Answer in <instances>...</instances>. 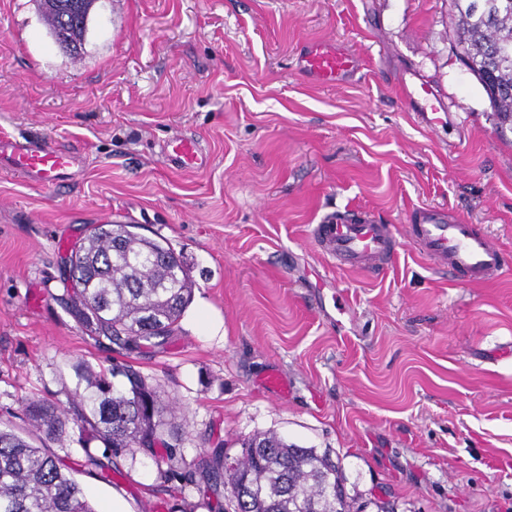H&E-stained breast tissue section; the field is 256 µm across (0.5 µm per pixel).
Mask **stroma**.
<instances>
[{
	"label": "stroma",
	"instance_id": "1",
	"mask_svg": "<svg viewBox=\"0 0 512 512\" xmlns=\"http://www.w3.org/2000/svg\"><path fill=\"white\" fill-rule=\"evenodd\" d=\"M456 21L453 0H97L74 58L39 0H0V134L85 159L52 189L0 169V423L25 434L26 399L66 403L74 364H124L176 408L186 461L274 432L338 454L364 512H512V270L461 285L403 245L373 276L311 242L331 214L399 226L435 206L512 254V132ZM327 38L362 58L345 84L295 71ZM409 72L464 120L458 148L415 117ZM177 132L209 167L164 161ZM109 222L166 239L192 271L163 346H99L61 302L71 246ZM272 371L287 393L266 388ZM79 480L101 512L223 509L139 452L111 481Z\"/></svg>",
	"mask_w": 512,
	"mask_h": 512
}]
</instances>
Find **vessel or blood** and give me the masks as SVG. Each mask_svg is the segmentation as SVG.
I'll return each mask as SVG.
<instances>
[{
  "mask_svg": "<svg viewBox=\"0 0 512 512\" xmlns=\"http://www.w3.org/2000/svg\"><path fill=\"white\" fill-rule=\"evenodd\" d=\"M301 76L324 85H340L360 69L354 51L329 40L310 44L297 60ZM411 99L420 101L427 126L448 132L449 145L462 141L464 124L457 113L447 110L435 90L427 84L415 86ZM166 162L179 170L198 171L209 157L196 138L172 137L164 146ZM11 170L44 188L68 182L83 162L74 151H65L47 140L18 141L0 137V158ZM311 236L323 255L337 264L377 271L388 266L397 254L399 239L408 240L428 262L447 272L453 281L479 284L498 277L512 266V257L475 225L451 219L440 209L429 207L411 213L403 229L376 223L368 214L352 212L344 217H326L314 226Z\"/></svg>",
  "mask_w": 512,
  "mask_h": 512,
  "instance_id": "1",
  "label": "vessel or blood"
}]
</instances>
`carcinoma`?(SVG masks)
<instances>
[{"mask_svg": "<svg viewBox=\"0 0 512 512\" xmlns=\"http://www.w3.org/2000/svg\"><path fill=\"white\" fill-rule=\"evenodd\" d=\"M43 0L45 23L69 53L81 51L96 0ZM462 61L484 89L501 123L512 124V0H454ZM68 313L98 342L118 349L159 346L171 336L191 302L190 268L163 239L132 224H97L69 257ZM68 405L32 399L25 417L47 440L68 422L80 431L82 458L72 465L0 426V512H97L75 478L93 472L112 481L116 458L139 450L157 463L160 479L205 484L220 496L230 488L235 512H351L346 476L330 452L289 444L275 434L242 443L233 463L219 448L188 464L170 439L180 423L164 417L154 388L136 369L114 366L108 375L80 364ZM103 445V452L93 444Z\"/></svg>", "mask_w": 512, "mask_h": 512, "instance_id": "obj_1", "label": "carcinoma"}]
</instances>
